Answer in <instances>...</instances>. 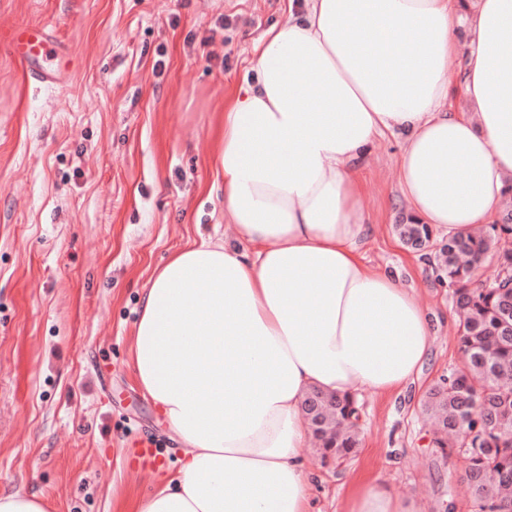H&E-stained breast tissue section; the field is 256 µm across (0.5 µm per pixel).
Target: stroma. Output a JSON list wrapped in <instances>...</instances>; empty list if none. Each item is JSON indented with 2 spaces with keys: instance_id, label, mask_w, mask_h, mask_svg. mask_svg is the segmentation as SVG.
Instances as JSON below:
<instances>
[{
  "instance_id": "1",
  "label": "stroma",
  "mask_w": 512,
  "mask_h": 512,
  "mask_svg": "<svg viewBox=\"0 0 512 512\" xmlns=\"http://www.w3.org/2000/svg\"><path fill=\"white\" fill-rule=\"evenodd\" d=\"M287 0H0V494L46 512H127L178 469L171 438L131 369L134 323L155 268L188 240L224 234L214 147L224 93ZM35 24L63 47L59 84L24 79L9 50ZM401 143L378 139L364 213L366 265L414 288L432 320L417 378L363 389L356 455L322 466L314 512H342L353 476L380 477L414 512H475L461 454L424 423L426 393L462 366L453 290L432 256L404 247ZM160 442L163 473L127 464L132 437Z\"/></svg>"
}]
</instances>
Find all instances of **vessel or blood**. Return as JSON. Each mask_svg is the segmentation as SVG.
Returning <instances> with one entry per match:
<instances>
[{"mask_svg": "<svg viewBox=\"0 0 512 512\" xmlns=\"http://www.w3.org/2000/svg\"><path fill=\"white\" fill-rule=\"evenodd\" d=\"M11 51L24 78L54 83L59 79L60 58L47 32L38 26H27L16 31ZM138 469L157 471L164 467L163 453L150 446L145 439L133 441Z\"/></svg>", "mask_w": 512, "mask_h": 512, "instance_id": "vessel-or-blood-1", "label": "vessel or blood"}]
</instances>
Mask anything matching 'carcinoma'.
Segmentation results:
<instances>
[{
    "mask_svg": "<svg viewBox=\"0 0 512 512\" xmlns=\"http://www.w3.org/2000/svg\"><path fill=\"white\" fill-rule=\"evenodd\" d=\"M395 232L413 250L432 238L427 224L402 222ZM435 258L454 288L462 367L424 402L433 444L461 450L476 512H512V209H504L498 224L441 240ZM489 258L497 274L479 284ZM302 409L322 459L338 464L356 452L362 428L355 397L313 389Z\"/></svg>",
    "mask_w": 512,
    "mask_h": 512,
    "instance_id": "1",
    "label": "carcinoma"
}]
</instances>
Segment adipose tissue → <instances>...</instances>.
I'll return each instance as SVG.
<instances>
[{
  "instance_id": "adipose-tissue-1",
  "label": "adipose tissue",
  "mask_w": 512,
  "mask_h": 512,
  "mask_svg": "<svg viewBox=\"0 0 512 512\" xmlns=\"http://www.w3.org/2000/svg\"><path fill=\"white\" fill-rule=\"evenodd\" d=\"M250 69L212 154L230 238L188 241L141 297L133 374L184 458L135 512H312L304 393L391 394L422 367L427 313L361 253L377 137L403 140L407 223L464 234L512 191V0H288ZM344 512L409 510L361 478Z\"/></svg>"
}]
</instances>
